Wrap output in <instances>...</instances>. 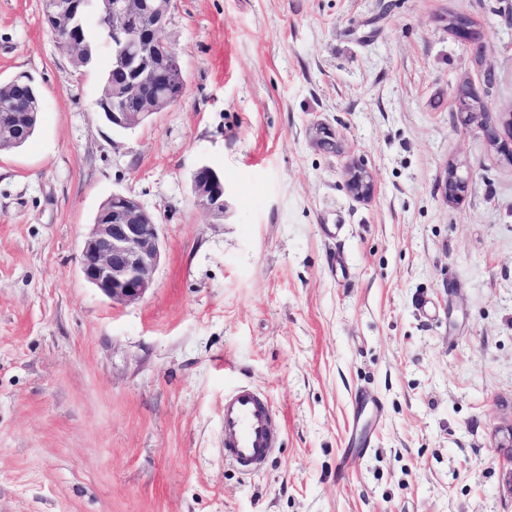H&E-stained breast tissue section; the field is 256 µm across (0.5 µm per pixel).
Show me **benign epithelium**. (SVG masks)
I'll return each instance as SVG.
<instances>
[{"label":"benign epithelium","mask_w":512,"mask_h":512,"mask_svg":"<svg viewBox=\"0 0 512 512\" xmlns=\"http://www.w3.org/2000/svg\"><path fill=\"white\" fill-rule=\"evenodd\" d=\"M103 24L115 51V68L125 74V80L112 85V92L99 97L97 106L118 131L132 130L156 112H164L178 103L184 93V75L178 68L175 45L162 37L171 22L175 0H103ZM85 0H52L46 20L56 32L57 42L69 52L80 50L78 31L84 16ZM450 30L461 42L470 46L480 43L482 33L467 16L445 18ZM147 82L173 86L160 93L151 105L143 103L141 89ZM454 98L466 105L464 122L477 124L496 152L512 149V113L505 121L507 134L486 121L489 107L483 97L469 84L456 85ZM7 113L0 119V132H13V140L22 138L33 118L30 104L19 98L4 102ZM467 187L457 168L448 169L445 182L448 201L463 196ZM349 193L366 199L374 190L372 174L361 167L349 172ZM192 192L196 204L216 219L224 218L226 209L224 181L209 165L193 173ZM112 205L99 210L90 233L84 240L79 268L83 279L102 295L118 304L133 303L144 297L152 287L161 260L159 224L152 213L134 196L116 192Z\"/></svg>","instance_id":"benign-epithelium-1"}]
</instances>
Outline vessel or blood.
Wrapping results in <instances>:
<instances>
[{
    "label": "vessel or blood",
    "mask_w": 512,
    "mask_h": 512,
    "mask_svg": "<svg viewBox=\"0 0 512 512\" xmlns=\"http://www.w3.org/2000/svg\"><path fill=\"white\" fill-rule=\"evenodd\" d=\"M224 460L250 474L264 467L278 445L273 411L263 394L240 385L224 396Z\"/></svg>",
    "instance_id": "obj_1"
}]
</instances>
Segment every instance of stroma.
<instances>
[{"label":"stroma","instance_id":"1","mask_svg":"<svg viewBox=\"0 0 512 512\" xmlns=\"http://www.w3.org/2000/svg\"><path fill=\"white\" fill-rule=\"evenodd\" d=\"M449 12L480 21L482 59ZM164 37L185 93L119 132L95 104L107 52L75 68L40 0H0V82L43 98L0 152V512H512V164L453 97L512 110V0H175ZM202 163L223 219L194 201ZM452 164L472 173L454 203ZM115 192L160 226L130 304L78 266ZM238 383L280 434L250 475L224 462ZM361 390L381 405L358 447ZM192 192L202 210L213 218L223 219L226 209L224 181L215 168L201 165L194 171ZM347 189L356 199H366L370 197L374 190L372 174L365 168H354L349 172ZM502 432V439L497 445L498 451L502 456L510 463V468L505 471L502 490L512 499V423L504 429H500Z\"/></svg>","mask_w":512,"mask_h":512}]
</instances>
